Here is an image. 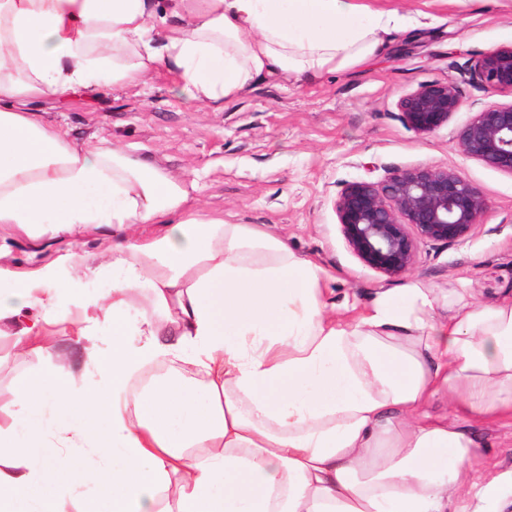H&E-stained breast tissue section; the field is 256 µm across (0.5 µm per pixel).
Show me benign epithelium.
Instances as JSON below:
<instances>
[{"instance_id": "1", "label": "benign epithelium", "mask_w": 512, "mask_h": 512, "mask_svg": "<svg viewBox=\"0 0 512 512\" xmlns=\"http://www.w3.org/2000/svg\"><path fill=\"white\" fill-rule=\"evenodd\" d=\"M470 76L486 90L512 95V43L483 55ZM460 107L453 81L421 84L398 102L404 123L422 135L447 125ZM457 144L465 157L512 175V101L473 113L458 129ZM487 208L484 193L454 167L417 166L381 183H347L336 199L351 252L389 279L413 269L419 243L465 239Z\"/></svg>"}]
</instances>
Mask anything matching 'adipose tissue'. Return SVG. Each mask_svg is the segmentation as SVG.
Instances as JSON below:
<instances>
[{"label":"adipose tissue","instance_id":"ef3b65f1","mask_svg":"<svg viewBox=\"0 0 512 512\" xmlns=\"http://www.w3.org/2000/svg\"><path fill=\"white\" fill-rule=\"evenodd\" d=\"M0 0V226L112 231L110 285L78 326L75 385L22 380L0 422V512H448L478 489L512 505V472L479 486L460 422L512 412V299L376 293L355 325L326 271L254 224L195 205L179 180L102 140L84 146L24 100L131 85L165 67L220 107L258 79L313 78L377 55L390 13L362 0ZM101 272L69 248L20 274L0 246V324L18 355ZM112 325L109 353L98 332ZM187 359L195 384L168 365ZM447 391L459 423L428 422Z\"/></svg>","mask_w":512,"mask_h":512}]
</instances>
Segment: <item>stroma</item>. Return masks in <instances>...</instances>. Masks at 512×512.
Segmentation results:
<instances>
[{"instance_id": "1", "label": "stroma", "mask_w": 512, "mask_h": 512, "mask_svg": "<svg viewBox=\"0 0 512 512\" xmlns=\"http://www.w3.org/2000/svg\"><path fill=\"white\" fill-rule=\"evenodd\" d=\"M393 19L384 48L367 62L315 79L258 80L221 108L187 98L173 76L158 70L127 86H101L91 94L29 101L43 123L79 143L107 140L131 157L172 175L197 180L204 213L229 224H260L287 239L297 254L332 276L328 296L338 319L352 321L371 297L417 282L432 289L447 316L449 291L467 288L495 303L512 297V175L461 154L457 131L485 104L496 102L470 78L482 55L512 42V0H364ZM456 81L462 105L447 126L422 135L406 126L399 100L422 83ZM420 165L458 169L488 200L469 235L454 244L424 242L414 268L387 279L351 252L337 224L335 203L349 182H380ZM12 267L31 270L41 249L50 260L69 238L35 244L26 234L0 228ZM97 291L84 289L54 326L56 352H69L63 366L81 374L69 339L74 321ZM42 357H17L11 338L0 335V408L14 399L17 384L40 370ZM483 482L512 471V416L473 424Z\"/></svg>"}]
</instances>
